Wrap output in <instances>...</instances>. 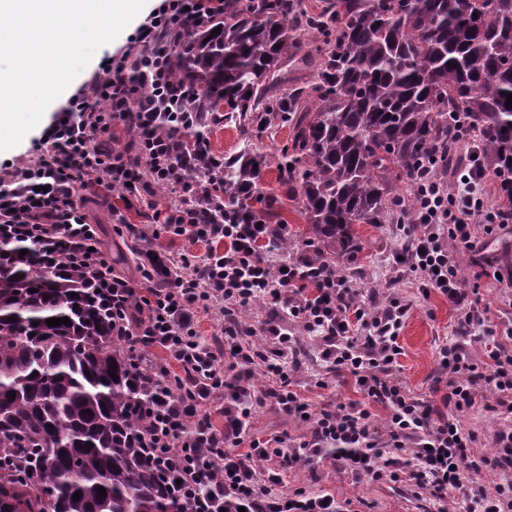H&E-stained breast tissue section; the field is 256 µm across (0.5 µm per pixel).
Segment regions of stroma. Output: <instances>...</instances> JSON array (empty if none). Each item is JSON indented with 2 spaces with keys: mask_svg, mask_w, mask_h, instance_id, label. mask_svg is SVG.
Here are the masks:
<instances>
[{
  "mask_svg": "<svg viewBox=\"0 0 512 512\" xmlns=\"http://www.w3.org/2000/svg\"><path fill=\"white\" fill-rule=\"evenodd\" d=\"M161 2L162 0H147L144 14L137 16L135 24L129 25L113 41L111 48L95 54L68 89L50 104L39 127L34 128L17 147L0 153V172L4 171L6 165L21 164L31 155L43 127L50 124L57 111L98 73L109 58L122 55L138 24L144 23L147 12L158 8ZM247 138L254 140L264 159L265 187H273L276 180L274 159L290 140L288 126L277 120L262 129L252 126L242 128L227 120L214 124L209 132L211 152L216 157H224L233 152L241 140ZM85 210L92 222L98 224L101 248L112 259L115 267L122 269L126 275H135L136 265L129 260L130 242L113 232L112 214L104 195L88 194ZM356 234L360 249L357 261L352 266L350 280L353 286L366 299L392 295L412 304L400 332L399 341L403 354L398 377L411 393L428 399L435 407H442L443 395L433 389L438 363L437 352L441 344L454 338L455 313L446 299L434 293L424 294L418 278L400 273L395 268L393 255L400 244L395 220L389 218L382 224L357 225ZM481 256L494 260L497 267L512 268V224L501 230L497 240L488 243L482 254L460 253V268L466 279L476 278L475 262ZM320 371L319 363L311 361L305 364L298 375L302 393L314 406L358 399L359 394L350 382L335 380L328 387H318ZM287 485L310 491L327 489L335 493L338 499L350 500L353 512H438L439 509L437 501L431 496L414 497L405 485L358 481L351 473L332 469L326 464L289 471Z\"/></svg>",
  "mask_w": 512,
  "mask_h": 512,
  "instance_id": "1",
  "label": "stroma"
}]
</instances>
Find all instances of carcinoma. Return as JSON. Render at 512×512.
I'll return each mask as SVG.
<instances>
[{
    "label": "carcinoma",
    "instance_id": "cac0c4a2",
    "mask_svg": "<svg viewBox=\"0 0 512 512\" xmlns=\"http://www.w3.org/2000/svg\"><path fill=\"white\" fill-rule=\"evenodd\" d=\"M312 32L320 39L300 56L310 80L282 88ZM174 58L199 111L224 105L242 127L289 125L276 181L321 262L356 253L354 225L382 224L400 206L394 180L414 187L448 150L450 113L468 116L512 205V0H323L317 13L304 0H234ZM261 189L262 161L245 139L224 159V206L286 223L280 199ZM64 249L49 256L23 236L0 239V512H186L177 477L136 433L148 392L132 384L85 271L59 264ZM64 317L71 325L46 323Z\"/></svg>",
    "mask_w": 512,
    "mask_h": 512
}]
</instances>
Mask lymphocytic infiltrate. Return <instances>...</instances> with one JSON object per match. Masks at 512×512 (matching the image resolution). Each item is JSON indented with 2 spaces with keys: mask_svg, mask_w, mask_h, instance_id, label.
I'll return each mask as SVG.
<instances>
[{
  "mask_svg": "<svg viewBox=\"0 0 512 512\" xmlns=\"http://www.w3.org/2000/svg\"><path fill=\"white\" fill-rule=\"evenodd\" d=\"M223 10L224 0H167L152 14L126 53L60 109L35 154L0 177V230L51 252L67 245L70 263L83 265L112 314L113 342L132 355L157 347L167 354L143 375L151 398L138 425L153 458L178 475L187 512H348L327 490L287 487L289 470L321 462L359 480L457 500L468 512H512V483L490 489L483 481L512 473V428L498 432L489 456L475 452L474 434L460 423L479 407L512 414V323L493 321L458 262L460 251L484 247L512 223V212L487 207L490 177L465 119L453 118L465 166L453 183L431 175L417 183L399 250L402 267L456 313L457 339L438 352L441 411L397 377L411 303L363 300L342 270L308 254L274 259L271 237H287V225L225 216L223 164L204 133L215 115L195 109L196 90L172 64L184 37ZM116 121L131 135L121 149L105 138ZM88 192L117 195L113 229L134 239L137 277L116 270L101 250L82 207ZM131 210L144 225L129 221ZM164 234L183 239L186 250L157 251ZM257 300L269 314L254 328L242 317ZM214 310L224 325L207 339L197 323ZM284 315L315 343L319 386L345 374L361 400L312 407L298 388L302 352L281 326ZM466 337L483 344L482 361L466 355ZM270 403L305 433L252 435L256 408ZM374 404L386 411L384 426L371 420Z\"/></svg>",
  "mask_w": 512,
  "mask_h": 512,
  "instance_id": "1",
  "label": "lymphocytic infiltrate"
}]
</instances>
